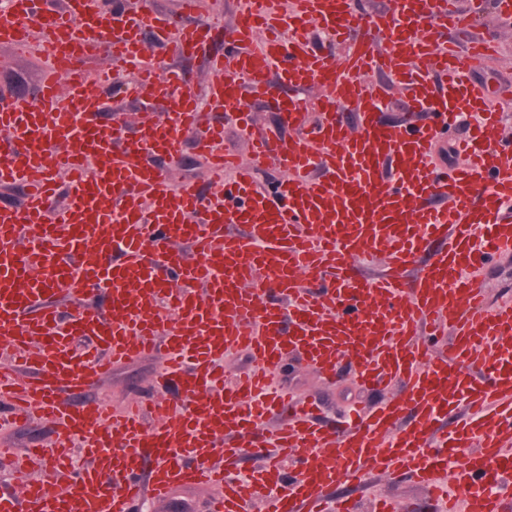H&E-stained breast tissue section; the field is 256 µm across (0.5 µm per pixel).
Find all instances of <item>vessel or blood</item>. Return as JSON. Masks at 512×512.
I'll list each match as a JSON object with an SVG mask.
<instances>
[{
  "label": "vessel or blood",
  "instance_id": "vessel-or-blood-1",
  "mask_svg": "<svg viewBox=\"0 0 512 512\" xmlns=\"http://www.w3.org/2000/svg\"><path fill=\"white\" fill-rule=\"evenodd\" d=\"M354 4L247 0L230 28L199 19L204 0L164 15L146 0L0 13L1 44L51 59L33 97L0 99V189L24 192L0 208V403L11 424L58 430L20 460L0 444L23 476L0 512H133L185 485L215 488L210 512H361L373 475L423 494L372 512H512V296L492 298L484 278L512 253V138L496 105L512 88L471 75L498 58L473 30L485 0H391L360 16ZM425 24L454 37L416 39ZM151 42L206 57L209 107ZM115 92L165 110L104 121ZM392 95L406 116L390 126L378 110ZM255 100L290 140L256 131ZM469 116L461 164L438 166L449 119ZM230 123L246 155L223 150ZM189 132L207 193L164 168ZM270 166L280 179L260 184ZM97 290L107 307L85 305ZM234 351L251 371L225 373ZM157 354L150 405L93 397L114 365ZM289 357L328 383L349 363L382 400L336 428L312 398L269 392ZM50 469L63 490L48 492ZM340 486L351 494L328 501Z\"/></svg>",
  "mask_w": 512,
  "mask_h": 512
}]
</instances>
